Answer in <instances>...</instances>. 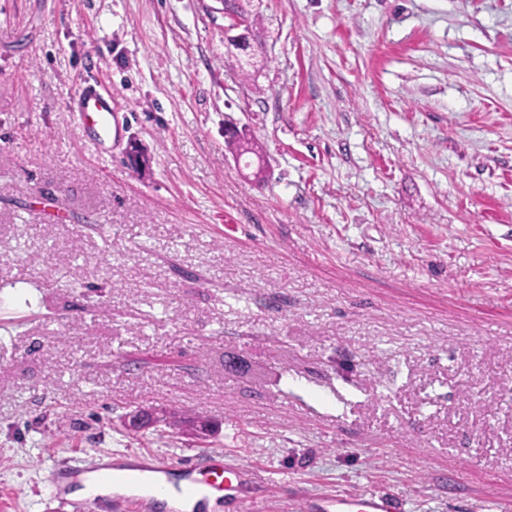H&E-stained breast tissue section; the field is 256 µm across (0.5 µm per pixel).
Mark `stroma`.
Wrapping results in <instances>:
<instances>
[{"instance_id": "35a3bbf8", "label": "stroma", "mask_w": 512, "mask_h": 512, "mask_svg": "<svg viewBox=\"0 0 512 512\" xmlns=\"http://www.w3.org/2000/svg\"><path fill=\"white\" fill-rule=\"evenodd\" d=\"M107 458L512 512V0H0V512ZM76 112L87 132L100 143L112 140L115 126V114L112 97H105L95 85H88L75 103Z\"/></svg>"}]
</instances>
